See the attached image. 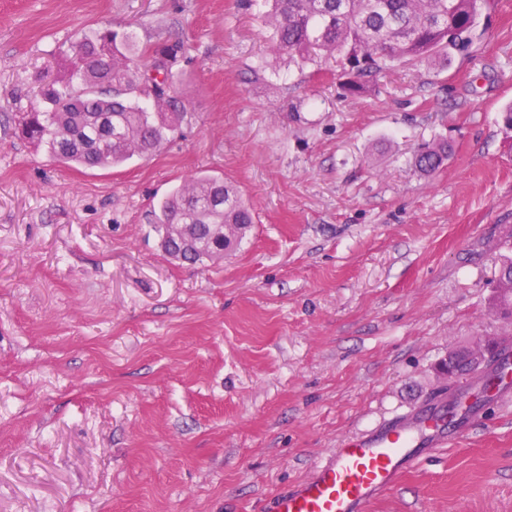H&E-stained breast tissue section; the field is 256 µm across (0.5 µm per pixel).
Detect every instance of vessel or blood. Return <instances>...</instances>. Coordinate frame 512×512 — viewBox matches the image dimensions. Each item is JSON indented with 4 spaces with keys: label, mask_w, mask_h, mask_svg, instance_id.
Masks as SVG:
<instances>
[{
    "label": "vessel or blood",
    "mask_w": 512,
    "mask_h": 512,
    "mask_svg": "<svg viewBox=\"0 0 512 512\" xmlns=\"http://www.w3.org/2000/svg\"><path fill=\"white\" fill-rule=\"evenodd\" d=\"M489 372L501 383L489 394L498 406L512 404V346H499ZM446 395L395 415L360 434L342 439L309 474L276 494L266 512H367L402 477L439 448L465 433L480 405L448 416Z\"/></svg>",
    "instance_id": "vessel-or-blood-1"
}]
</instances>
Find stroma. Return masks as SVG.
<instances>
[{
  "label": "stroma",
  "mask_w": 512,
  "mask_h": 512,
  "mask_svg": "<svg viewBox=\"0 0 512 512\" xmlns=\"http://www.w3.org/2000/svg\"><path fill=\"white\" fill-rule=\"evenodd\" d=\"M436 70L343 95L273 55L240 0H0V512H263L336 443L458 389L512 254V0ZM107 22L190 45L191 122L148 159L83 169L20 139L49 54ZM452 147L436 174L417 147ZM196 174L255 215L218 263L167 256L158 201ZM368 512H512V408Z\"/></svg>",
  "instance_id": "35a3bbf8"
}]
</instances>
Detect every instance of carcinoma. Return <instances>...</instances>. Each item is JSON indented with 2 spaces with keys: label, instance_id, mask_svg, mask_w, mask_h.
Wrapping results in <instances>:
<instances>
[{
  "label": "carcinoma",
  "instance_id": "carcinoma-1",
  "mask_svg": "<svg viewBox=\"0 0 512 512\" xmlns=\"http://www.w3.org/2000/svg\"><path fill=\"white\" fill-rule=\"evenodd\" d=\"M268 41L277 55L319 67L333 61L349 75L344 90L368 92L377 76L400 64L446 66L484 40L482 11L494 0H265ZM188 45H140L108 26L70 39L46 69L40 102L22 113L21 133L50 159L80 167H117L154 155L182 134L188 112L176 95ZM451 152L437 139L418 148L415 168L437 172ZM252 213L237 188L197 176L158 203L153 224L164 252L190 264L224 257L244 238ZM495 287L512 289V257L500 263Z\"/></svg>",
  "mask_w": 512,
  "mask_h": 512
}]
</instances>
